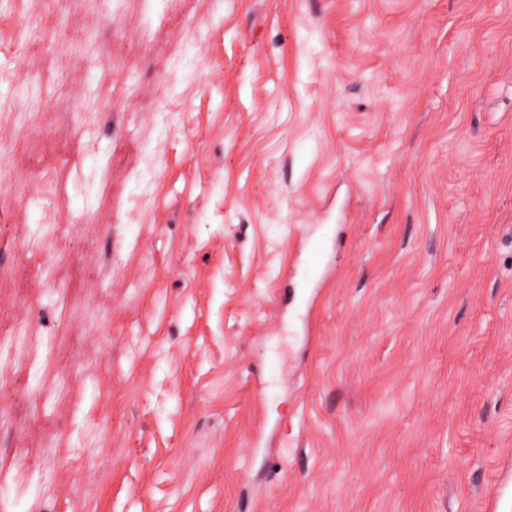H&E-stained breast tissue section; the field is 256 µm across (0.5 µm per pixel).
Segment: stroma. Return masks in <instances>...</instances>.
<instances>
[{
	"label": "stroma",
	"instance_id": "stroma-1",
	"mask_svg": "<svg viewBox=\"0 0 512 512\" xmlns=\"http://www.w3.org/2000/svg\"><path fill=\"white\" fill-rule=\"evenodd\" d=\"M46 14L0 0V107L48 103L0 140V406L65 380L7 440L63 464L0 512H512V0H70L22 49ZM325 263V250L321 244H313L308 248L305 264L302 271L305 276L304 282L311 285L314 277L318 276L324 267Z\"/></svg>",
	"mask_w": 512,
	"mask_h": 512
}]
</instances>
